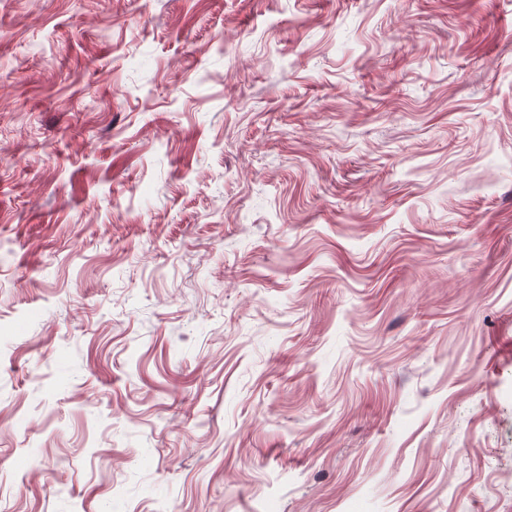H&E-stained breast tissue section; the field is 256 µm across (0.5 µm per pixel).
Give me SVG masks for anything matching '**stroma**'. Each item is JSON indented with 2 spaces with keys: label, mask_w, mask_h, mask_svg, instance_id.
Masks as SVG:
<instances>
[{
  "label": "stroma",
  "mask_w": 512,
  "mask_h": 512,
  "mask_svg": "<svg viewBox=\"0 0 512 512\" xmlns=\"http://www.w3.org/2000/svg\"><path fill=\"white\" fill-rule=\"evenodd\" d=\"M0 512H512V0H0Z\"/></svg>",
  "instance_id": "35a3bbf8"
}]
</instances>
